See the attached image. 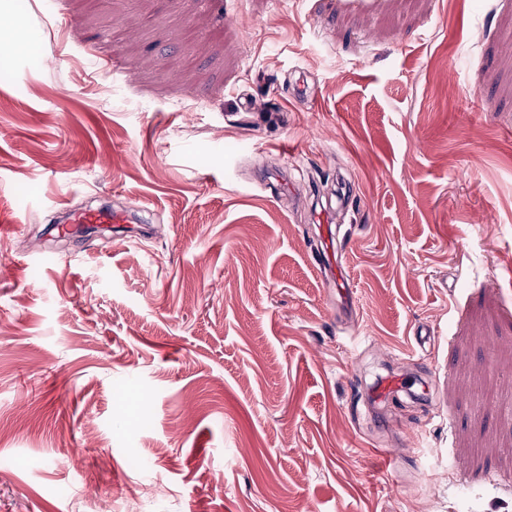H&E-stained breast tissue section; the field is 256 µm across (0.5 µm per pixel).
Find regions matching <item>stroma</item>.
<instances>
[{"instance_id":"35a3bbf8","label":"stroma","mask_w":512,"mask_h":512,"mask_svg":"<svg viewBox=\"0 0 512 512\" xmlns=\"http://www.w3.org/2000/svg\"><path fill=\"white\" fill-rule=\"evenodd\" d=\"M44 2L0 0V512H512V0ZM96 197L150 235L47 239ZM322 251L324 264L329 266L334 278L336 277V293L343 307L349 309L352 304L353 289L350 288V280L342 266L343 250L336 247L335 239L328 224L326 225ZM406 387L407 380L403 374L389 373L377 382L375 389L372 391L373 400L377 403H383Z\"/></svg>"}]
</instances>
